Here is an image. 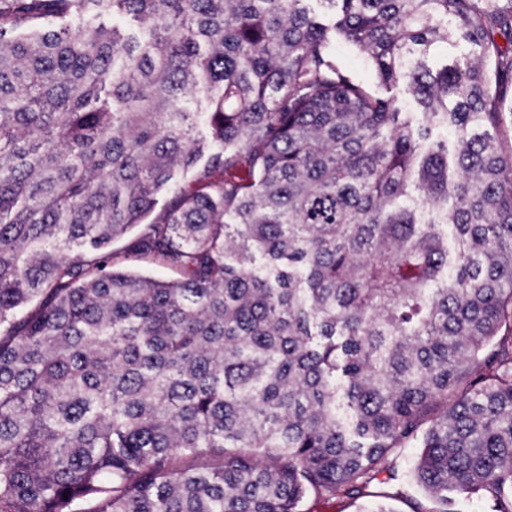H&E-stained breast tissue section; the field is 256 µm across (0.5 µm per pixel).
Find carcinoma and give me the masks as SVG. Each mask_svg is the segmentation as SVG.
Here are the masks:
<instances>
[{"mask_svg":"<svg viewBox=\"0 0 512 512\" xmlns=\"http://www.w3.org/2000/svg\"><path fill=\"white\" fill-rule=\"evenodd\" d=\"M306 2L0 0V512H512V0ZM420 446V441H416L404 450L399 462L398 480L386 482V474H380L378 480L374 481L369 488L372 492L388 494L399 492L403 497L385 499L367 496L355 499L342 494L336 497H322L311 493L301 504V512H360V510H367L378 501L391 505L399 512H414L420 502L432 506L423 491L408 476L421 451ZM455 512H494V500L488 494L478 493L466 499H458L455 504L448 503V510Z\"/></svg>","mask_w":512,"mask_h":512,"instance_id":"cac0c4a2","label":"carcinoma"}]
</instances>
